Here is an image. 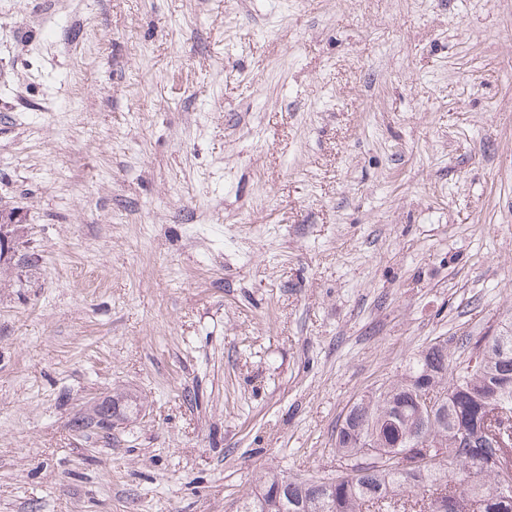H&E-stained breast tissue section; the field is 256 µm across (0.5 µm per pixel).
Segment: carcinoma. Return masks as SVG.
<instances>
[{"label": "carcinoma", "mask_w": 512, "mask_h": 512, "mask_svg": "<svg viewBox=\"0 0 512 512\" xmlns=\"http://www.w3.org/2000/svg\"><path fill=\"white\" fill-rule=\"evenodd\" d=\"M469 360L451 364L448 349L423 350L401 380L354 405L336 433L348 467L331 479L239 502L236 512H512V331L476 341ZM448 389L434 416L416 393ZM379 440L386 457H356L358 441ZM434 436L442 457L405 469L403 448Z\"/></svg>", "instance_id": "obj_1"}]
</instances>
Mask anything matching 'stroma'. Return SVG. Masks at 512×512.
Segmentation results:
<instances>
[{
    "mask_svg": "<svg viewBox=\"0 0 512 512\" xmlns=\"http://www.w3.org/2000/svg\"><path fill=\"white\" fill-rule=\"evenodd\" d=\"M0 220V512L335 477L512 325V0H0Z\"/></svg>",
    "mask_w": 512,
    "mask_h": 512,
    "instance_id": "35a3bbf8",
    "label": "stroma"
}]
</instances>
